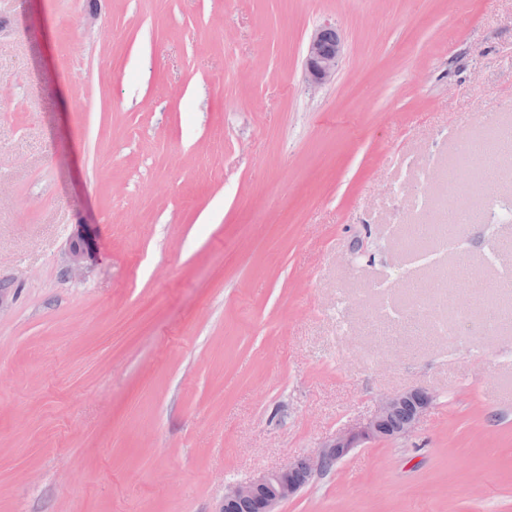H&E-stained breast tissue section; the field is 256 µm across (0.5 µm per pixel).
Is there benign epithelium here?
Wrapping results in <instances>:
<instances>
[{
  "mask_svg": "<svg viewBox=\"0 0 512 512\" xmlns=\"http://www.w3.org/2000/svg\"><path fill=\"white\" fill-rule=\"evenodd\" d=\"M344 55V37L334 23L324 22L311 34L303 60L305 81L322 88L336 80ZM91 247L84 236L70 244L67 272L75 277L90 260ZM433 396L425 390L411 389L381 395L371 415L352 429L339 430L321 446L311 460H297L245 483H229L224 487V505L220 512H235L236 505L250 501L255 512H279V506L297 496L313 477L334 466L353 449L367 443L405 438L413 434L424 412L432 405ZM403 415L402 426H389L396 415Z\"/></svg>",
  "mask_w": 512,
  "mask_h": 512,
  "instance_id": "obj_1",
  "label": "benign epithelium"
}]
</instances>
